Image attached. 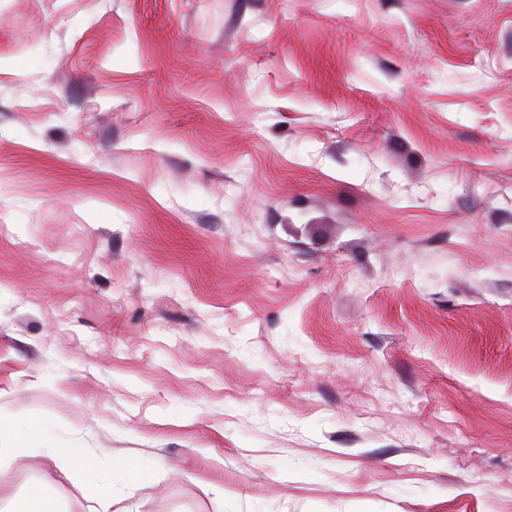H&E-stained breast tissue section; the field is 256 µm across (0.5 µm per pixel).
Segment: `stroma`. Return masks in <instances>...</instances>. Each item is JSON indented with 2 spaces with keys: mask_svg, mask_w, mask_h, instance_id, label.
<instances>
[{
  "mask_svg": "<svg viewBox=\"0 0 512 512\" xmlns=\"http://www.w3.org/2000/svg\"><path fill=\"white\" fill-rule=\"evenodd\" d=\"M35 419L0 512H512V0H0Z\"/></svg>",
  "mask_w": 512,
  "mask_h": 512,
  "instance_id": "stroma-1",
  "label": "stroma"
}]
</instances>
